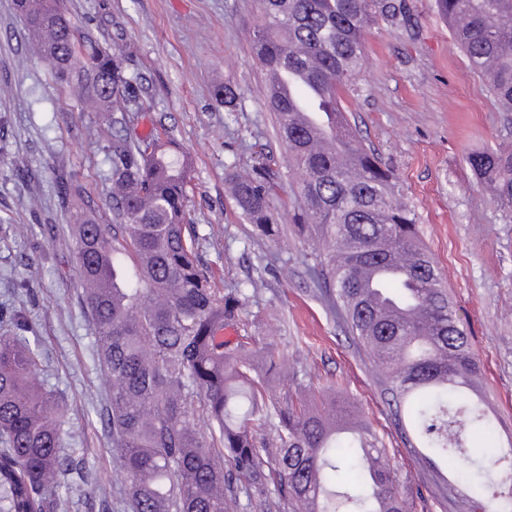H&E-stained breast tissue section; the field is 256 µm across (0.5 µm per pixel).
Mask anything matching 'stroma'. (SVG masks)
<instances>
[{
	"mask_svg": "<svg viewBox=\"0 0 512 512\" xmlns=\"http://www.w3.org/2000/svg\"><path fill=\"white\" fill-rule=\"evenodd\" d=\"M413 31L377 22L366 34L363 66L342 99L362 143L393 173L395 192L413 210L458 318L482 363L479 388L494 414L499 443L512 438V209L476 177L468 154L512 144L504 111L455 42L435 0H407ZM78 41L121 43L123 64L151 109L138 132L173 136L195 163L187 213L204 239L200 260L219 289L258 288L242 309L236 336H252L284 357L272 399L289 391L342 389L383 440L400 478L421 481L415 512H453L435 490L413 439L395 426L376 368L336 314L311 267L316 242L291 221L300 180L286 163L265 79L247 33L255 0H60ZM15 0H0V309L23 316L43 349L41 378L64 397V447L84 459L88 484L74 485L66 512L116 505L126 479L99 412L94 328L81 303L69 226L74 208L59 188L81 187L99 223L112 221L104 147L111 115L80 104L74 85L50 64L26 57ZM240 87L235 111L216 103L225 80ZM22 157L28 174L12 162ZM273 172L271 207L282 232L271 241L237 212L229 166Z\"/></svg>",
	"mask_w": 512,
	"mask_h": 512,
	"instance_id": "obj_1",
	"label": "stroma"
}]
</instances>
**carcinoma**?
<instances>
[{
    "label": "carcinoma",
    "mask_w": 512,
    "mask_h": 512,
    "mask_svg": "<svg viewBox=\"0 0 512 512\" xmlns=\"http://www.w3.org/2000/svg\"><path fill=\"white\" fill-rule=\"evenodd\" d=\"M28 33L58 39L39 52L76 86L92 112H119L121 130L105 147L111 161L113 224L79 210L71 225L83 304L108 401L99 417L128 479L132 512H233L235 483L256 505L269 484L289 512H412L413 491L390 465L387 448L342 396L288 394L268 402L282 358L269 347L244 351L224 341L248 289L220 293L197 259L198 229L187 219L194 161L169 136L140 134V90L122 54L77 43L59 0H24ZM453 37L490 93L512 112V0H435ZM250 33L256 62L269 75L305 73L320 91L314 110L342 111L341 93L359 73L365 33L376 17L409 24L405 0H258ZM289 164L301 178L294 222L322 247L312 271L332 288L336 309L377 366L396 425L413 431L424 462L455 463L471 512H512V440L501 447L489 404L477 388L480 365L412 211L395 194L392 171L362 143L343 166L311 145L295 121V102L265 85ZM232 112L240 97L226 81L214 90ZM474 173L512 207V148L468 157ZM240 215L265 237L279 233L267 172H230ZM410 256L403 275L383 282L382 300L418 311L392 318L367 291L361 269ZM37 336L0 334V512H59L81 474L61 448L63 409L41 381ZM207 422L206 429L198 421ZM277 430L276 451L256 437ZM234 470L224 473V457ZM346 468L352 482L340 488Z\"/></svg>",
    "instance_id": "cac0c4a2"
}]
</instances>
